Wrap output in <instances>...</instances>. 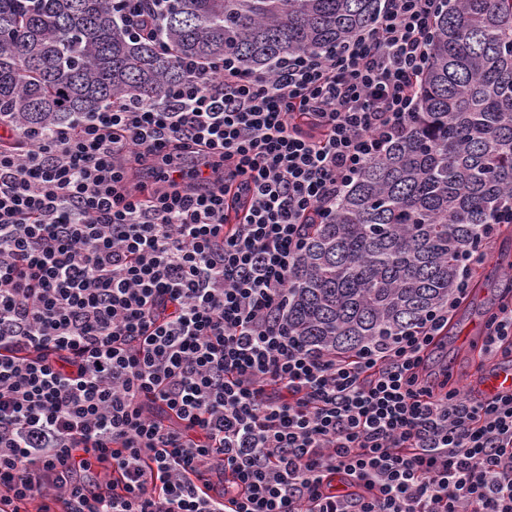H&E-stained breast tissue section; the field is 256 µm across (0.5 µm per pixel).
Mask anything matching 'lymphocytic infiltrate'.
Returning a JSON list of instances; mask_svg holds the SVG:
<instances>
[{"instance_id":"f902f5d3","label":"lymphocytic infiltrate","mask_w":512,"mask_h":512,"mask_svg":"<svg viewBox=\"0 0 512 512\" xmlns=\"http://www.w3.org/2000/svg\"><path fill=\"white\" fill-rule=\"evenodd\" d=\"M225 57L0 148V512H512V394L431 381L468 295L352 356L289 336L306 228L405 136L442 0ZM193 155L209 195L129 187Z\"/></svg>"}]
</instances>
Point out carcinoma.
I'll return each mask as SVG.
<instances>
[{"label":"carcinoma","instance_id":"cac0c4a2","mask_svg":"<svg viewBox=\"0 0 512 512\" xmlns=\"http://www.w3.org/2000/svg\"><path fill=\"white\" fill-rule=\"evenodd\" d=\"M112 0H0V124L51 128L106 101L158 99L187 62L226 55L254 74L330 54L382 0H169L137 39ZM512 199V0L438 13L415 121L313 225L288 288V332L349 355L417 327L452 297L465 245ZM512 294V262L495 271Z\"/></svg>","mask_w":512,"mask_h":512}]
</instances>
